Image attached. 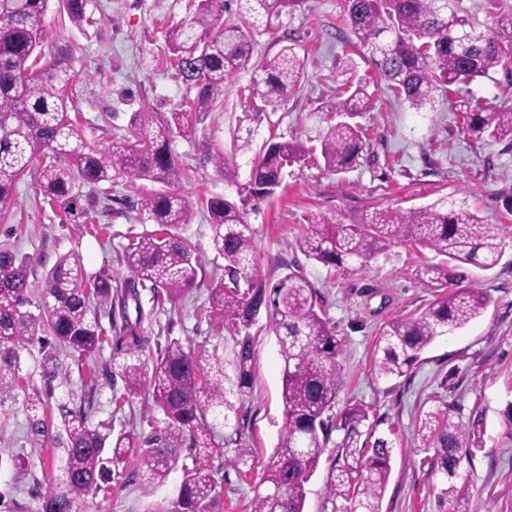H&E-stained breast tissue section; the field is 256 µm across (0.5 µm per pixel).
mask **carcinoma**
Masks as SVG:
<instances>
[{
  "label": "carcinoma",
  "mask_w": 512,
  "mask_h": 512,
  "mask_svg": "<svg viewBox=\"0 0 512 512\" xmlns=\"http://www.w3.org/2000/svg\"><path fill=\"white\" fill-rule=\"evenodd\" d=\"M89 0H62L71 23L90 21ZM194 16L166 31L178 75L196 89L190 112L132 113L128 135L89 145L69 115L73 72L70 50L51 42L44 25L49 0H0V222L11 218L15 189L30 178L41 194L78 217L81 188L112 200L104 184L119 179L159 185L142 200L158 229L132 239L125 250L127 277L120 295H112V273H84L78 255L65 254L44 270L38 313L23 310L33 288L34 269L8 243H0V409L15 400L21 354L44 332L56 349L87 360L100 351L111 332L129 357L120 366L129 396H145L164 415V426L145 435L114 432L112 423H90L86 405L59 406L60 428L28 419L29 440L62 449L61 475L46 491L42 512H88V496L112 483L128 461L135 466L125 480L141 484L145 494L163 486L181 470L178 495L156 512H223L224 480L212 465L218 451L217 429L230 427L252 389L254 346L249 329L266 309L283 360L282 403L285 425L262 468L265 490L256 494L253 512H304L306 485L328 448L332 430L344 432L339 448L352 458L330 482L346 512H381L391 473L393 442L367 424L368 412L353 405L336 417L333 407L343 387L338 360L340 343L320 293L299 272L291 271L269 286L258 276L249 212L275 193L288 168L323 165L347 173L362 159L368 128L360 119L374 111L377 90L354 78L352 61L342 67L346 79L336 85V100L311 109L310 132L286 141L265 142L251 161L249 178L236 197H210L201 203L209 216L212 242L224 258L228 282L210 288L207 315L214 330L237 337L230 360L220 345L208 349L167 339L152 364L142 355L148 345L143 323L148 317L139 288H148L157 305L174 304L198 286L202 263L191 242L179 233L192 223L193 204L169 191L182 176V160L171 139L195 132L219 97L235 84L253 58L256 22L275 25L310 0H244L249 19L224 18V0H196ZM351 45L372 57L385 91L420 111L437 97L455 96L469 135L506 139L512 144V107L481 105L469 85L490 71L512 72V8L482 25L463 14L452 0H343ZM258 76L247 87L275 113L301 91L305 74L294 48L254 66ZM205 156L219 173L227 172L224 150L205 144ZM504 224H490L466 209L439 201L412 210L373 211L360 224H335L312 217L295 246L326 266H362L399 242L427 248L441 257L417 271L419 279L442 296L416 314L386 325L376 345L380 377L407 375L420 355L440 336L466 326L490 304L480 288L465 287L468 270L484 271L504 254ZM135 304L130 316L129 302ZM121 311V325L104 328L101 310ZM482 413L468 426L452 420L440 401L422 412L417 440L440 472L441 512H456V480L467 451L481 447Z\"/></svg>",
  "instance_id": "carcinoma-1"
}]
</instances>
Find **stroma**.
<instances>
[{"label": "stroma", "instance_id": "1", "mask_svg": "<svg viewBox=\"0 0 512 512\" xmlns=\"http://www.w3.org/2000/svg\"><path fill=\"white\" fill-rule=\"evenodd\" d=\"M193 12L192 0H90L91 21L78 29L57 0H50L44 24L52 40L73 52L71 117L88 142L125 136L131 113L165 115L187 109L186 88L170 65L165 32ZM342 14V0H314L311 8L285 17L281 28L262 27L255 33V60L272 57L292 43L305 81L300 94L281 110L251 122L253 150L269 136L286 140L306 128L308 111L334 98L345 58H352L357 75L379 90L376 108L364 120L368 140L357 168L343 175L313 165L291 168L276 193L249 214L259 276L272 283L293 266L319 291L340 341L344 386L334 411L365 406L378 431L394 442L382 512H439L437 495L443 481L418 452L415 434L421 410L437 400L448 402L454 421L464 425L476 410L486 415L482 445L471 450L457 481L459 512H512V436L501 427L498 415L512 402V240L494 269L471 272L473 284L490 297L482 316L439 338L409 377L392 381L375 372L376 342L388 322L437 299L436 289L417 275L423 265L435 262L434 252L400 243L364 266L343 270L308 260L295 248L312 216L357 224L376 209L409 210L438 200L478 213L489 223L512 226V215L502 207L503 197L512 194V142L463 134L462 116L448 100L418 112L394 102L380 91L371 60L351 46ZM254 76L253 69L241 71L234 90L195 134L172 140L185 172L174 187L177 195L198 205L212 196H235L237 183L245 181L251 153L236 154L224 176L207 161L203 145L232 149L238 118L254 112V102L239 94ZM149 190L142 182L121 180L112 188L110 203L83 194L80 204L87 221L78 226L55 202L43 199L30 180H23L16 188L13 217L0 223V242L9 243L36 266L68 252L79 253L87 273L111 270L113 285H120L126 277L130 235L153 228L141 218L140 202ZM183 234L204 261L201 285L175 309L154 306L151 292L141 291L143 308L151 313L143 324L150 356L169 337L199 345L217 340L206 310L210 288L225 277L224 260L213 248L206 211L198 207ZM250 333L255 365L252 394L239 412L244 444L230 442V429H223L227 441L214 460L224 479V512H251L261 467L285 424L283 362L266 315L258 316ZM53 355L39 344L24 351L17 400L0 413V452L20 451L25 456L22 470H0V512H38L42 494L58 474L60 449L40 448L27 439L28 399L33 394H41L51 420L57 419L59 405L75 406L88 398L92 421L108 420L115 429L138 432L162 424L150 403L128 396L114 344L102 345L90 371L74 370L64 379L52 374ZM342 438V432H332L307 485L304 512H344L343 500L328 491L344 463L337 451ZM242 451L249 465L233 466ZM180 481V471H173L164 486L148 496L137 484L115 479L111 489L89 497V512H151L155 505L176 499Z\"/></svg>", "mask_w": 512, "mask_h": 512}]
</instances>
